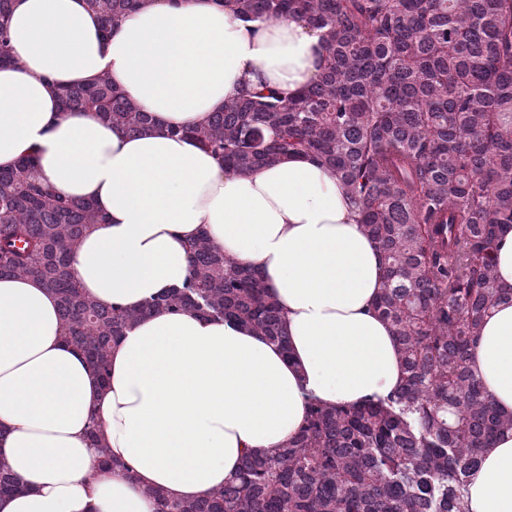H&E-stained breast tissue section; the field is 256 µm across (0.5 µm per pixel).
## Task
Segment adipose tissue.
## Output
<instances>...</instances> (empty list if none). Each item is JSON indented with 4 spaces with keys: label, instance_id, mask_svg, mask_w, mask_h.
<instances>
[{
    "label": "adipose tissue",
    "instance_id": "1",
    "mask_svg": "<svg viewBox=\"0 0 512 512\" xmlns=\"http://www.w3.org/2000/svg\"><path fill=\"white\" fill-rule=\"evenodd\" d=\"M0 66V168L36 153L32 176L103 216L72 269L102 306L143 307L189 275L207 232L260 272L290 350L251 329L164 310L113 345L110 377L62 340L56 298L0 279V456L25 484L0 512H154L147 492L204 497L244 454H268L302 426L308 399L356 405L403 381L389 324L373 310L386 282L376 243L338 175L288 157L240 175L173 127L200 126L249 87L294 97L321 72L319 32L292 18L240 19L211 0H145L112 32L86 0H13ZM108 76L155 118L131 136L96 113L62 111L59 92ZM470 368L512 413V298L493 307ZM126 471H93L91 423ZM469 512H512V431L485 449Z\"/></svg>",
    "mask_w": 512,
    "mask_h": 512
}]
</instances>
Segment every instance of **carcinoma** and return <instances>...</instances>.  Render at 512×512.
<instances>
[{"instance_id":"obj_1","label":"carcinoma","mask_w":512,"mask_h":512,"mask_svg":"<svg viewBox=\"0 0 512 512\" xmlns=\"http://www.w3.org/2000/svg\"><path fill=\"white\" fill-rule=\"evenodd\" d=\"M87 2L112 26L141 0ZM11 3L0 0V63L12 60L1 23ZM235 10L322 31V72L291 101L247 90L205 125L170 133L238 174L288 155L336 172L385 263L374 311L397 340L404 384L356 406L310 400L275 454L244 456L238 479L202 500L155 490V512H467L469 473L512 430L469 367L484 315L508 298L494 252L512 228V0H235ZM61 99L66 112H95L131 133L151 123L106 75ZM33 164L0 170V278H31L53 294L65 342L101 378L112 343L153 310L222 318L287 347L259 273L205 231L188 245L182 287L140 311L99 306L71 264L103 217L31 182ZM89 437L97 468H112L100 434ZM21 485L0 457V494Z\"/></svg>"}]
</instances>
